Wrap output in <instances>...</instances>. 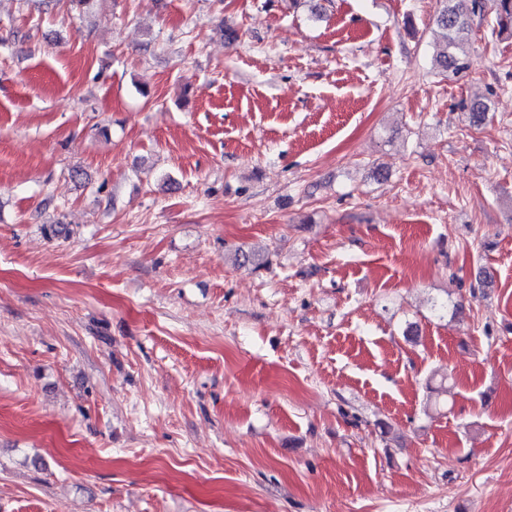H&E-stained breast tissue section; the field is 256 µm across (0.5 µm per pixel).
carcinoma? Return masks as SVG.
<instances>
[{
    "label": "carcinoma",
    "instance_id": "cac0c4a2",
    "mask_svg": "<svg viewBox=\"0 0 512 512\" xmlns=\"http://www.w3.org/2000/svg\"><path fill=\"white\" fill-rule=\"evenodd\" d=\"M445 5L435 19L440 33L439 49L433 57V67L439 71L459 73L467 69V52L463 49L468 42L471 29L470 17L482 15L491 7L495 11V23L499 32H512V0H471L470 16L462 15L452 5L453 0H444Z\"/></svg>",
    "mask_w": 512,
    "mask_h": 512
}]
</instances>
